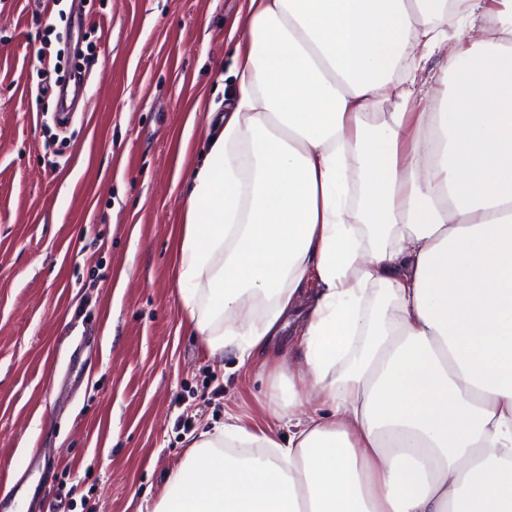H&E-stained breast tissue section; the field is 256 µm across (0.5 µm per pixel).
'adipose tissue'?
<instances>
[{
  "label": "adipose tissue",
  "mask_w": 512,
  "mask_h": 512,
  "mask_svg": "<svg viewBox=\"0 0 512 512\" xmlns=\"http://www.w3.org/2000/svg\"><path fill=\"white\" fill-rule=\"evenodd\" d=\"M243 13L184 197L182 313L244 364L317 291L276 368L287 441L204 433L154 512H512V0Z\"/></svg>",
  "instance_id": "ef3b65f1"
}]
</instances>
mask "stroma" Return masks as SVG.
<instances>
[{
    "instance_id": "stroma-1",
    "label": "stroma",
    "mask_w": 512,
    "mask_h": 512,
    "mask_svg": "<svg viewBox=\"0 0 512 512\" xmlns=\"http://www.w3.org/2000/svg\"><path fill=\"white\" fill-rule=\"evenodd\" d=\"M242 0H0V475L60 512L152 507L227 416L280 438L260 361L184 324L176 242L205 113L235 92ZM80 45L67 127L38 52Z\"/></svg>"
}]
</instances>
